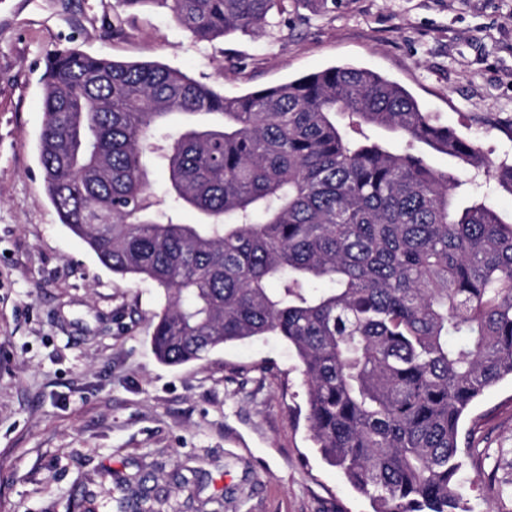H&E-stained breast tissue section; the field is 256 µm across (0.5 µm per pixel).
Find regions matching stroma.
I'll return each mask as SVG.
<instances>
[{
	"label": "stroma",
	"instance_id": "35a3bbf8",
	"mask_svg": "<svg viewBox=\"0 0 512 512\" xmlns=\"http://www.w3.org/2000/svg\"><path fill=\"white\" fill-rule=\"evenodd\" d=\"M156 61L227 96L337 65L398 83L512 163V0H288L287 24L201 41L166 9L0 0V512H372L318 452L299 362L276 336L172 366L165 303L61 223L39 163L48 56ZM471 512H512V379L460 423ZM190 479L191 488L181 486Z\"/></svg>",
	"mask_w": 512,
	"mask_h": 512
}]
</instances>
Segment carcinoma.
Returning a JSON list of instances; mask_svg holds the SVG:
<instances>
[{
	"instance_id": "obj_1",
	"label": "carcinoma",
	"mask_w": 512,
	"mask_h": 512,
	"mask_svg": "<svg viewBox=\"0 0 512 512\" xmlns=\"http://www.w3.org/2000/svg\"><path fill=\"white\" fill-rule=\"evenodd\" d=\"M281 2L117 0L163 7L207 41L270 24ZM176 114L202 121L174 136ZM39 162L61 222L112 272L164 291L160 361L278 336L298 356L313 440L374 512H468L460 420L512 377V219L468 185L492 172L512 193V164L367 69L226 97L77 48L47 59ZM149 181L150 192L155 199L165 200L167 203L170 199L167 195V179L166 171L158 158L149 159Z\"/></svg>"
}]
</instances>
